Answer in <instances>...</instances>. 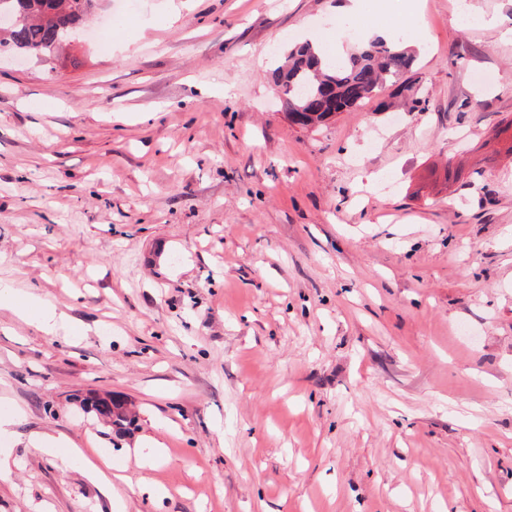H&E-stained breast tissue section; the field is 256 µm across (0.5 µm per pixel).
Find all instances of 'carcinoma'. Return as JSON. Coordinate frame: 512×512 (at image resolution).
<instances>
[{"label": "carcinoma", "instance_id": "obj_1", "mask_svg": "<svg viewBox=\"0 0 512 512\" xmlns=\"http://www.w3.org/2000/svg\"><path fill=\"white\" fill-rule=\"evenodd\" d=\"M92 0H0V13L10 12L17 23L0 29V48L11 46L29 54H48L71 33L67 24L80 23ZM416 55L400 39H374L345 57L326 62L307 41L291 45L284 62L274 69L273 83L282 95L285 110L297 111L306 125H320L331 113L322 111L337 97L347 111L360 106L386 84L401 83L414 72ZM96 421L123 436L132 425L124 403L115 398H95L81 402Z\"/></svg>", "mask_w": 512, "mask_h": 512}]
</instances>
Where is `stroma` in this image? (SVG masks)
I'll list each match as a JSON object with an SVG mask.
<instances>
[{
	"mask_svg": "<svg viewBox=\"0 0 512 512\" xmlns=\"http://www.w3.org/2000/svg\"><path fill=\"white\" fill-rule=\"evenodd\" d=\"M345 2L95 0L0 51V512H512V0H417L414 108L293 124L277 57ZM109 400V401H108ZM81 406L87 414H90L97 422L110 425L116 437H122L128 432V426L132 425V419L124 403L118 399L105 397L81 401ZM85 406L88 408L86 409ZM84 471L87 478L103 488V491L109 496L112 489V466L102 462L99 464L93 460L86 459Z\"/></svg>",
	"mask_w": 512,
	"mask_h": 512,
	"instance_id": "stroma-1",
	"label": "stroma"
}]
</instances>
